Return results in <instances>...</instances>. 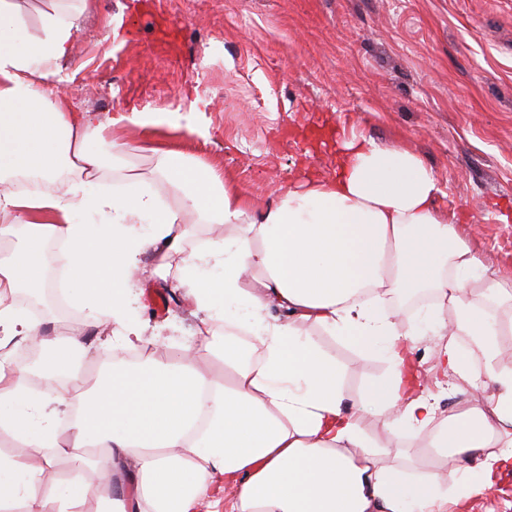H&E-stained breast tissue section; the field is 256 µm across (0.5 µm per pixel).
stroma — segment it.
<instances>
[{
    "label": "stroma",
    "instance_id": "1",
    "mask_svg": "<svg viewBox=\"0 0 512 512\" xmlns=\"http://www.w3.org/2000/svg\"><path fill=\"white\" fill-rule=\"evenodd\" d=\"M64 89L95 122L136 107L194 112L196 132L166 125L120 129L129 164L148 172L154 149H174L233 180L256 207L305 174H330L339 140L355 135L419 154L435 173L439 214H457L483 264L512 282V0H96L61 63ZM131 313L145 339L162 337L178 357L195 340L198 365L226 379L203 345L204 315L161 277L145 253ZM165 296L156 313L151 294ZM45 329L90 344L71 364L94 389L113 363L108 327L92 330L41 312ZM343 370L348 400L390 372L387 358L318 335ZM438 337L418 341L409 359L439 403L474 404L492 389L485 367L471 381L436 366ZM389 413L363 427L383 463L448 479L447 459L396 436ZM448 512H512V472L453 496Z\"/></svg>",
    "mask_w": 512,
    "mask_h": 512
}]
</instances>
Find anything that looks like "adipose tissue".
Listing matches in <instances>:
<instances>
[{"label":"adipose tissue","mask_w":512,"mask_h":512,"mask_svg":"<svg viewBox=\"0 0 512 512\" xmlns=\"http://www.w3.org/2000/svg\"><path fill=\"white\" fill-rule=\"evenodd\" d=\"M91 5L58 0L33 32L0 0V346L37 342L44 383L33 389L0 359V431L17 441L0 452V512H83L90 499L102 512H198L216 492L229 512H446L451 493L511 467L512 452L494 448L512 431V369L494 367L499 329L486 305L506 289L458 217L437 213L433 171L404 147L355 137L341 143L333 177L304 178L257 217L236 186L178 151L156 149L150 175L108 182L105 136L64 92L59 69ZM194 224H242L246 233L189 251ZM52 241L62 245L55 261L69 300L111 326L113 353L146 351L113 365L92 397L66 375L81 340L44 334L11 303L49 287L42 258ZM147 250L206 313L231 385L202 373L191 348L172 360L146 347L128 301ZM248 273L258 288H245ZM424 287L435 309L419 323L402 320L393 298ZM444 307L452 321L440 317ZM436 329L448 335V372L467 378L481 361L493 381L480 405L447 420L400 347ZM318 330L382 351L389 376L347 402ZM57 405L77 408L62 429L45 424ZM389 410L393 428L459 460L447 484L379 463L362 424ZM50 448L94 454L78 477L47 486ZM116 473L127 488L114 495Z\"/></svg>","instance_id":"adipose-tissue-1"}]
</instances>
